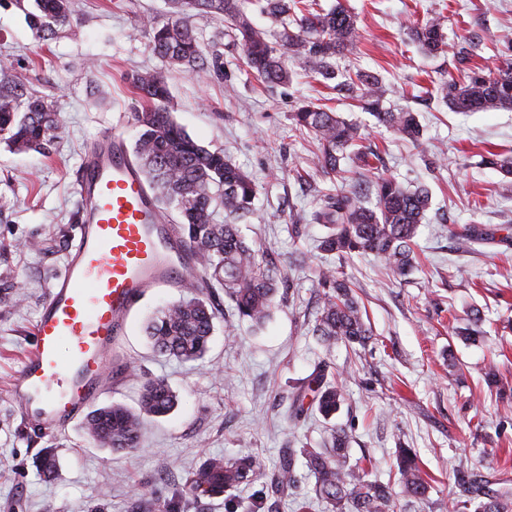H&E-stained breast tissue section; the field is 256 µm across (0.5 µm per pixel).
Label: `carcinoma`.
<instances>
[{
  "instance_id": "1",
  "label": "carcinoma",
  "mask_w": 512,
  "mask_h": 512,
  "mask_svg": "<svg viewBox=\"0 0 512 512\" xmlns=\"http://www.w3.org/2000/svg\"><path fill=\"white\" fill-rule=\"evenodd\" d=\"M173 15L165 22H148L154 54L170 65L190 72L222 74V62H207L195 28L186 15L219 19L241 46L246 64L261 82H290L287 58L302 64L324 84L340 79L335 87L378 124L391 128L416 143L423 135L417 115L386 107L387 87L376 75L357 71L339 73L336 57L357 51L359 29L355 16L342 4L316 11L303 0H257L271 20L275 34L256 28L243 0H170ZM30 28L42 39L73 25L70 0H34L25 10ZM444 16L407 27V36L429 55L448 53L443 32ZM130 82L144 105L134 113L138 129L134 155L160 207L176 224L178 238L197 259L200 284L179 300L156 309L145 325L152 349L180 362H195L209 350L218 310L212 297L219 289L230 301L232 321L224 333L231 335L243 323L259 325L275 306L278 271L259 249L246 242L239 222L254 210L258 183L221 149H209L195 141L174 119L169 108L168 76L163 70L137 71ZM437 92L453 112H487L512 109V61L495 71L482 65L468 67L463 80L443 79ZM295 124L313 134L319 152L316 167L324 174H340V160L362 142L360 127L335 112L307 105L294 113ZM59 117L53 102L29 92L18 82L0 84V133L8 134L14 151H41L53 142ZM374 202L361 189L336 188L323 196L316 220L328 232L318 249L338 261L320 271L316 280L321 295L312 333L325 353L338 344L365 346L372 338L362 307L352 293L344 265L353 257L373 254L398 275H408L416 264L412 245L426 218L430 192L425 186L410 189L396 178L380 176L372 184ZM457 335L468 342L483 336L481 319L469 318ZM343 401L340 375L322 359L313 373L296 388L288 406V418L299 423L312 407L330 418ZM178 405L170 383L151 377L143 383L137 407L121 402L98 407L86 418L85 430L96 444L110 451H133L143 441L146 425L169 415ZM350 437L341 427L330 429L320 448L288 449L271 472L254 454L208 456L187 475L184 491L192 496H223L264 481L285 492L301 481L297 464L315 478L316 499L324 512H394L393 485L371 482L361 466L347 464ZM398 483L404 496L422 500L429 484L417 455L410 448L397 449ZM452 512H512V493L475 488L474 494L452 504Z\"/></svg>"
}]
</instances>
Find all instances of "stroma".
<instances>
[{
    "mask_svg": "<svg viewBox=\"0 0 512 512\" xmlns=\"http://www.w3.org/2000/svg\"><path fill=\"white\" fill-rule=\"evenodd\" d=\"M343 2L361 35L340 69L382 77L395 108L416 112L424 134L411 143L320 85L290 62V83L268 86L246 67L222 21L192 17L206 57H220L222 75L196 77L165 67L149 46L147 20L170 16L168 0H71L73 26L51 39L35 36L14 0H0V58L30 91L54 97L60 114L56 140L45 151L12 152L0 141V290L20 286L18 304H0V512H321L313 478L296 494L255 484L232 495L182 494L187 472L209 455L252 453L274 469L282 455L318 442L327 424L318 413L295 425L288 397L312 372L323 350L311 334L320 296L319 272L331 265L317 249L324 232L314 214L334 183L317 170L318 145L294 112L314 103L359 125L383 165L360 173L345 166L347 184L371 185L378 175L427 184L431 205L415 237L417 268L400 278L376 257H354L346 271L367 311L373 340L336 346L338 371L347 372L334 421L350 435V460L369 480L396 481L395 451L414 449L430 485L422 501L396 500V512H448L476 478L512 490V399L483 382L495 364L512 384V181L482 158L512 157V110L458 113L436 94L442 77L462 78L455 54L430 56L404 28L443 12L452 45L480 38L475 63L497 68L512 41V0H316L326 10ZM167 68L172 112L200 144L223 149L259 185L254 214L241 224L280 273L271 318L263 328L216 329L204 361L181 363L149 348L142 325L157 306L178 299L179 288L151 291L130 317L120 355L132 369L102 381L93 407L135 405L142 379L163 377L180 402L149 422L142 446L113 453L90 440L83 420L46 433L22 420L11 385L31 349L33 326L80 223L77 181L95 139L119 131L134 144L132 116L142 100L128 73ZM494 230L467 241L462 227ZM482 316L484 335L469 344L456 336L467 312ZM54 450L58 467L46 478L40 461Z\"/></svg>",
    "mask_w": 512,
    "mask_h": 512,
    "instance_id": "35a3bbf8",
    "label": "stroma"
}]
</instances>
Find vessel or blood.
Listing matches in <instances>:
<instances>
[{
  "label": "vessel or blood",
  "instance_id": "vessel-or-blood-1",
  "mask_svg": "<svg viewBox=\"0 0 512 512\" xmlns=\"http://www.w3.org/2000/svg\"><path fill=\"white\" fill-rule=\"evenodd\" d=\"M79 192V241L12 390L25 420L48 431L66 426L97 393L140 300L151 289L179 286L196 265L171 237L118 131L103 133L87 155Z\"/></svg>",
  "mask_w": 512,
  "mask_h": 512
}]
</instances>
